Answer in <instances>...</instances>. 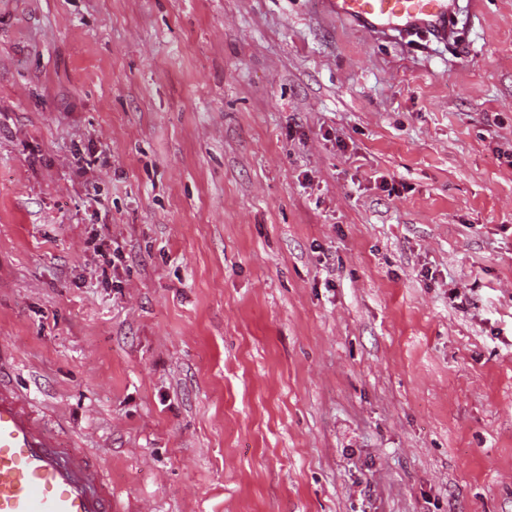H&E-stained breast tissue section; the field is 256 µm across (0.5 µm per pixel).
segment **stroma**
Here are the masks:
<instances>
[{
  "label": "stroma",
  "mask_w": 512,
  "mask_h": 512,
  "mask_svg": "<svg viewBox=\"0 0 512 512\" xmlns=\"http://www.w3.org/2000/svg\"><path fill=\"white\" fill-rule=\"evenodd\" d=\"M0 0V375L118 512H512V0ZM336 17L355 22L366 32L395 29L433 31L448 37V19L455 12L456 0H327Z\"/></svg>",
  "instance_id": "35a3bbf8"
}]
</instances>
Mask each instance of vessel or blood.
<instances>
[{"label":"vessel or blood","mask_w":512,"mask_h":512,"mask_svg":"<svg viewBox=\"0 0 512 512\" xmlns=\"http://www.w3.org/2000/svg\"><path fill=\"white\" fill-rule=\"evenodd\" d=\"M367 32L448 34L457 0H326ZM0 512H114L112 484L95 453L64 448L31 404L0 379Z\"/></svg>","instance_id":"1"}]
</instances>
